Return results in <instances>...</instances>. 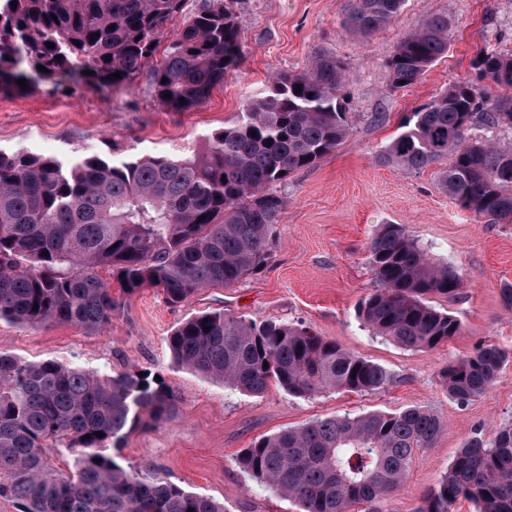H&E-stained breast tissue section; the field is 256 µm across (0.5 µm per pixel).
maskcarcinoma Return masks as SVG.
I'll return each instance as SVG.
<instances>
[{
	"mask_svg": "<svg viewBox=\"0 0 512 512\" xmlns=\"http://www.w3.org/2000/svg\"><path fill=\"white\" fill-rule=\"evenodd\" d=\"M185 2L0 0V90L20 89L19 79L50 91L70 81L124 88L155 57L166 23ZM233 3L200 0L171 36L150 74L162 106L198 107L239 69ZM402 5L346 0V23L369 35ZM446 54L448 18L422 20L386 60L391 89L414 84ZM474 67L479 78L512 89V55L486 52ZM115 72L121 77H111ZM346 85L343 63L316 48L304 70L273 77L202 152L62 161L0 151V320L98 333L122 297L143 288L178 305L260 269L271 259L285 209L266 188L315 167L346 139ZM479 123L512 127V98H490L460 80L407 116L379 159L409 170L449 160L443 189L479 216L511 222L512 146L471 137ZM369 252L377 288L361 301L358 317L373 334L430 351L460 333L458 320L432 305L462 288L453 266L429 261L399 224L382 225ZM169 348L178 365L251 395L272 385L300 397L327 389L371 393L393 382L383 365L308 326L257 323L222 310L180 323ZM508 358L482 346L449 362L441 371L448 395L461 404L480 396ZM176 406L175 392L150 372L99 375L0 352V498L20 501L22 512H224L209 497L165 477L145 479L112 458L130 432L170 419ZM441 431L437 415L418 407L317 419L257 439L238 463L300 512H352L357 505L387 512L415 451L433 447ZM60 444L74 453L71 474L51 457ZM460 497L476 512H512L511 424L488 444L467 440L416 512H451Z\"/></svg>",
	"mask_w": 512,
	"mask_h": 512,
	"instance_id": "cac0c4a2",
	"label": "carcinoma"
}]
</instances>
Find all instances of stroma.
<instances>
[{"label": "stroma", "instance_id": "obj_1", "mask_svg": "<svg viewBox=\"0 0 512 512\" xmlns=\"http://www.w3.org/2000/svg\"><path fill=\"white\" fill-rule=\"evenodd\" d=\"M344 4L236 0L243 63L206 103L187 111L162 106L145 73L119 92L32 86L0 93V151L23 148L59 159L181 155L204 149L207 137L230 124L244 101L265 89L270 75L303 69L314 47L343 61L352 131L316 167L272 185L286 208L263 269L230 288H204L176 307L154 289L141 290L125 297L101 333L0 321V351L21 360H55L107 375L134 366L159 375L178 397L176 412L156 427L130 433L118 460L213 498L225 512H298L237 464L240 450L264 435L321 418L431 410L443 430L434 447L416 453L402 488L387 502L389 512H415L467 440H491L512 423V360L486 392L465 404L448 396L440 378L442 367L480 346L512 353V303L502 295L512 285V223H494L462 208L440 185L441 165L407 171L377 160L405 115L474 77L478 55L512 53V0H405L389 25L367 36L344 26ZM430 16L448 19L447 56L415 84L391 90L387 57L403 35ZM382 224L403 225L430 261L452 265L464 277L456 296L434 300L461 324L448 344L432 351L403 349L373 335L358 319L359 303L376 286L369 246ZM217 309L257 322L309 326L382 364L394 381L373 393L331 390L297 397L273 386L253 396L175 365L167 345L174 329Z\"/></svg>", "mask_w": 512, "mask_h": 512}]
</instances>
